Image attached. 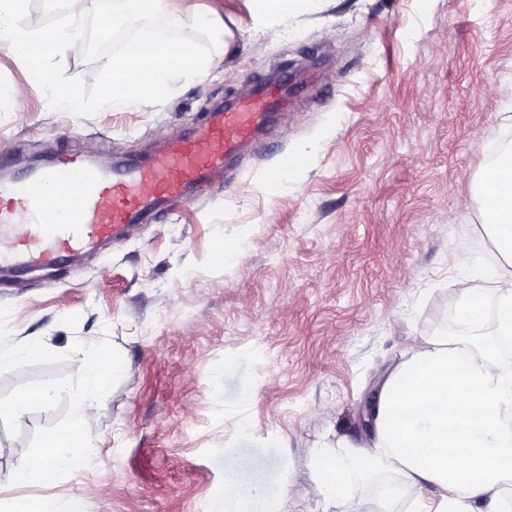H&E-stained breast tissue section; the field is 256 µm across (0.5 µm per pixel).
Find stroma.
Wrapping results in <instances>:
<instances>
[{
    "label": "stroma",
    "instance_id": "1",
    "mask_svg": "<svg viewBox=\"0 0 512 512\" xmlns=\"http://www.w3.org/2000/svg\"><path fill=\"white\" fill-rule=\"evenodd\" d=\"M208 8L221 25L205 83L134 111L54 110L0 49V147L19 169L62 146L141 155L284 70L313 76L196 202L80 264L0 280V341L48 349L0 367V405L77 385L91 350L130 369L100 399L89 459L43 490L60 512L88 486L85 512H218L228 469L269 512H334L306 494L316 458L344 464L369 441L359 414L411 337L456 319L471 261L498 264L471 177L512 137V0H322L274 40L252 0H170V17L187 27ZM303 150L310 164L274 183ZM69 418L64 397L0 414V470Z\"/></svg>",
    "mask_w": 512,
    "mask_h": 512
}]
</instances>
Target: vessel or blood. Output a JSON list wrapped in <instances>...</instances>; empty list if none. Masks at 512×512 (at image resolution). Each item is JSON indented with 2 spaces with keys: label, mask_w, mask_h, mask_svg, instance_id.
<instances>
[{
  "label": "vessel or blood",
  "mask_w": 512,
  "mask_h": 512,
  "mask_svg": "<svg viewBox=\"0 0 512 512\" xmlns=\"http://www.w3.org/2000/svg\"><path fill=\"white\" fill-rule=\"evenodd\" d=\"M305 75L283 72L228 106L205 114L145 158L106 166L62 151L23 176L0 178V278L25 279L96 250L126 230L159 222L176 203H191L220 181L228 160L273 120L277 95L303 88ZM29 221L15 223L17 213Z\"/></svg>",
  "instance_id": "vessel-or-blood-1"
}]
</instances>
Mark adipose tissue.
Instances as JSON below:
<instances>
[{
    "label": "adipose tissue",
    "mask_w": 512,
    "mask_h": 512,
    "mask_svg": "<svg viewBox=\"0 0 512 512\" xmlns=\"http://www.w3.org/2000/svg\"><path fill=\"white\" fill-rule=\"evenodd\" d=\"M269 38H277L282 20L313 11L318 0H254ZM486 234L500 263L494 288L479 282L483 265L458 281L460 319L479 329L487 301L497 308L494 341L471 351L445 340L412 339L410 360L389 373L377 399L373 447L351 446L349 457L363 477L389 469L374 512H396L397 500L413 495V512H512L503 497L512 491V371L501 361L500 342L512 341V156H503L476 186ZM119 365L97 355L75 359L79 389L59 385L17 393L12 413L27 409L32 398L48 403L67 395L70 424L48 433L38 450L18 469L0 471V493L21 485L45 486L86 457L88 434L97 422V399ZM357 492L340 464L326 463L308 494L344 505ZM261 490L247 486L235 472L224 474V512H265Z\"/></svg>",
    "instance_id": "obj_1"
}]
</instances>
